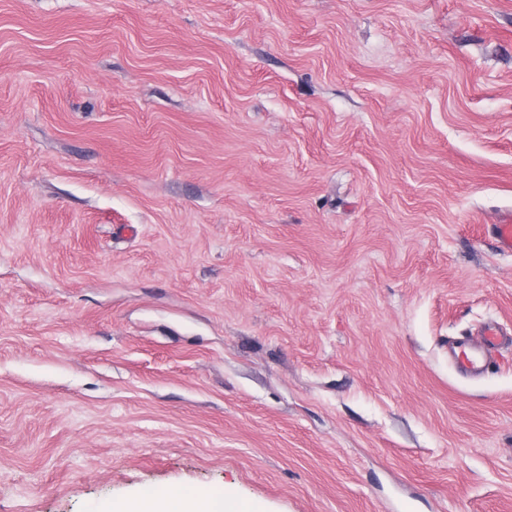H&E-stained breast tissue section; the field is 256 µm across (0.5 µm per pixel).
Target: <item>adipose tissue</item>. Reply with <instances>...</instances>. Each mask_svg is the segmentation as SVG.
Here are the masks:
<instances>
[{
  "label": "adipose tissue",
  "instance_id": "ef3b65f1",
  "mask_svg": "<svg viewBox=\"0 0 512 512\" xmlns=\"http://www.w3.org/2000/svg\"><path fill=\"white\" fill-rule=\"evenodd\" d=\"M124 512H256V507L248 499L221 491L190 496L177 486L162 491L147 486Z\"/></svg>",
  "mask_w": 512,
  "mask_h": 512
}]
</instances>
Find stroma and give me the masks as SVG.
<instances>
[{"mask_svg":"<svg viewBox=\"0 0 512 512\" xmlns=\"http://www.w3.org/2000/svg\"><path fill=\"white\" fill-rule=\"evenodd\" d=\"M508 216L512 0H0V512H512ZM506 343V338L495 324H488L484 331L483 343L479 348H474L466 343H459L456 347V360L460 369L467 372L481 370L486 359L494 350ZM123 512H256L254 503L246 498L222 491L187 495L178 486L163 491L143 487Z\"/></svg>","mask_w":512,"mask_h":512,"instance_id":"obj_1","label":"stroma"}]
</instances>
